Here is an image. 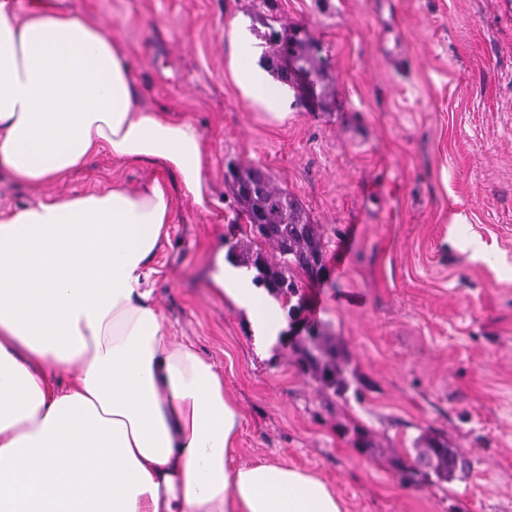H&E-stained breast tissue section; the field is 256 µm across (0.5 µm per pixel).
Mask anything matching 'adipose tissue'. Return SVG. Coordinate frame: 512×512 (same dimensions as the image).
<instances>
[{
	"instance_id": "obj_1",
	"label": "adipose tissue",
	"mask_w": 512,
	"mask_h": 512,
	"mask_svg": "<svg viewBox=\"0 0 512 512\" xmlns=\"http://www.w3.org/2000/svg\"><path fill=\"white\" fill-rule=\"evenodd\" d=\"M235 42L247 95L279 109L244 31ZM102 152L162 161L209 208L199 127L139 103L102 25L0 0V166L35 196L0 213V512H344L317 474L234 463L240 407L147 286L172 221L165 186L52 193ZM213 285L274 341L282 310L248 272L219 266Z\"/></svg>"
}]
</instances>
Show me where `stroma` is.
I'll return each instance as SVG.
<instances>
[{
	"label": "stroma",
	"mask_w": 512,
	"mask_h": 512,
	"mask_svg": "<svg viewBox=\"0 0 512 512\" xmlns=\"http://www.w3.org/2000/svg\"><path fill=\"white\" fill-rule=\"evenodd\" d=\"M54 3L124 47L143 105L202 133L210 211L163 162L106 153L58 191L166 184L173 221L149 286L243 409L235 462L318 474L346 512H512V0H395V61L376 0ZM270 17L317 42L327 109L290 94L273 117L244 91L231 30L259 44ZM231 161L265 169L320 225L327 271L301 281L295 338L309 324L333 336L357 396L327 399L292 348L262 349L247 311L214 293L209 271L246 227L225 194ZM422 435L456 452L448 479L406 481Z\"/></svg>",
	"instance_id": "stroma-1"
}]
</instances>
